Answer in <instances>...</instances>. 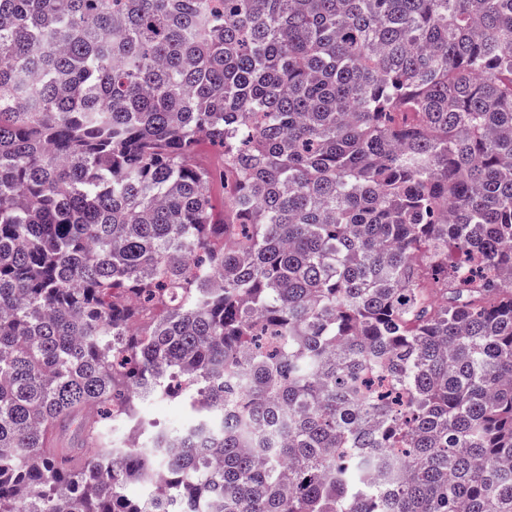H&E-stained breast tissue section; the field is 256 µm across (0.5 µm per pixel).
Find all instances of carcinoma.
<instances>
[{"mask_svg":"<svg viewBox=\"0 0 512 512\" xmlns=\"http://www.w3.org/2000/svg\"><path fill=\"white\" fill-rule=\"evenodd\" d=\"M0 512H512V0H0ZM193 163L204 169H217L222 161L219 152L206 139H200L193 154ZM145 421V434L148 435L160 428L186 425L189 417L177 401L157 400L147 405Z\"/></svg>","mask_w":512,"mask_h":512,"instance_id":"obj_1","label":"carcinoma"}]
</instances>
